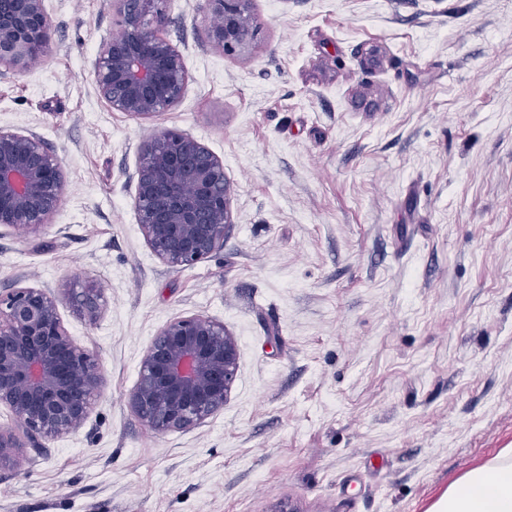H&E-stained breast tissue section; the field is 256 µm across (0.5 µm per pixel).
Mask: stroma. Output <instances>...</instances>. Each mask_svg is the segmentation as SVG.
<instances>
[{
	"label": "stroma",
	"mask_w": 512,
	"mask_h": 512,
	"mask_svg": "<svg viewBox=\"0 0 512 512\" xmlns=\"http://www.w3.org/2000/svg\"><path fill=\"white\" fill-rule=\"evenodd\" d=\"M48 55L0 76V127L62 161L50 226L0 228V289L100 286L103 390L85 423L0 472V512H426L512 448V0H252L227 55L206 0H171L189 75L151 120L112 111L93 65L111 0H45ZM186 132L218 155L223 250L173 268L135 219L141 150ZM222 321L221 413L158 435L128 395L179 315Z\"/></svg>",
	"instance_id": "1"
}]
</instances>
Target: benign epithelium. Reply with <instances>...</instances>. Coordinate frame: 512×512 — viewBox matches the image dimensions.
<instances>
[{"mask_svg":"<svg viewBox=\"0 0 512 512\" xmlns=\"http://www.w3.org/2000/svg\"><path fill=\"white\" fill-rule=\"evenodd\" d=\"M221 24L209 31L226 53L259 34L252 0H206ZM169 0H113L121 32L101 43L94 64L99 96L136 120L176 107L188 85L180 51L162 34ZM51 46L45 0H0V74L20 71ZM66 189L62 162L33 131L0 127V228L36 234L50 225ZM137 224L155 256L184 268L224 248L231 224L224 162L192 135L164 129L143 148L136 170ZM98 284L76 294L14 286L0 292V408L13 424L0 427V470L22 449L69 434L101 396L97 353L80 346L59 307L68 301L90 322L98 316ZM238 369V349L224 323L179 316L150 340L130 405L158 434L191 430L222 412Z\"/></svg>","mask_w":512,"mask_h":512,"instance_id":"benign-epithelium-1","label":"benign epithelium"}]
</instances>
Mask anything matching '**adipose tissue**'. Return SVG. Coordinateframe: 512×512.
<instances>
[{
  "mask_svg": "<svg viewBox=\"0 0 512 512\" xmlns=\"http://www.w3.org/2000/svg\"><path fill=\"white\" fill-rule=\"evenodd\" d=\"M427 512H512V448L452 482Z\"/></svg>",
  "mask_w": 512,
  "mask_h": 512,
  "instance_id": "1",
  "label": "adipose tissue"
}]
</instances>
